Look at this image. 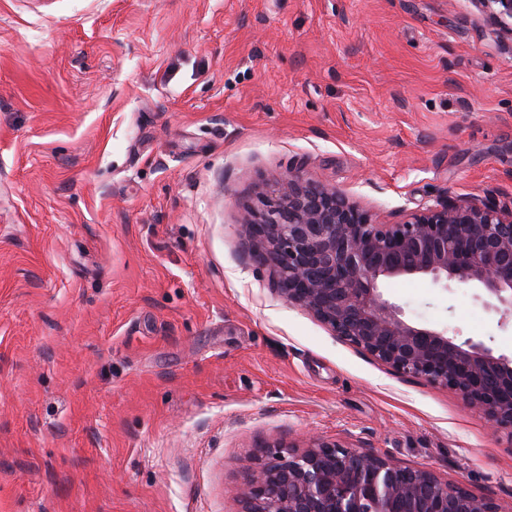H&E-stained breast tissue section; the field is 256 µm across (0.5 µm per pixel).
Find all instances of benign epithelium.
Returning a JSON list of instances; mask_svg holds the SVG:
<instances>
[{
  "label": "benign epithelium",
  "instance_id": "benign-epithelium-1",
  "mask_svg": "<svg viewBox=\"0 0 512 512\" xmlns=\"http://www.w3.org/2000/svg\"><path fill=\"white\" fill-rule=\"evenodd\" d=\"M512 35V0H474ZM251 258L273 267L277 290L332 334L393 371L455 390L496 431L512 435V356L480 340L404 318L383 284L422 278L479 290L485 309L512 318V201H438L390 223L334 187L290 171L241 221ZM245 512H498L492 500L408 474L389 459L309 437L253 470Z\"/></svg>",
  "mask_w": 512,
  "mask_h": 512
}]
</instances>
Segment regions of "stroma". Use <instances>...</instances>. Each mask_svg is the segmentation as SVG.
Wrapping results in <instances>:
<instances>
[{"label":"stroma","instance_id":"stroma-1","mask_svg":"<svg viewBox=\"0 0 512 512\" xmlns=\"http://www.w3.org/2000/svg\"><path fill=\"white\" fill-rule=\"evenodd\" d=\"M396 222L512 200V39L475 0H0V512H242L309 434L512 512V436L276 291L289 170ZM406 319L512 354L475 289Z\"/></svg>","mask_w":512,"mask_h":512}]
</instances>
